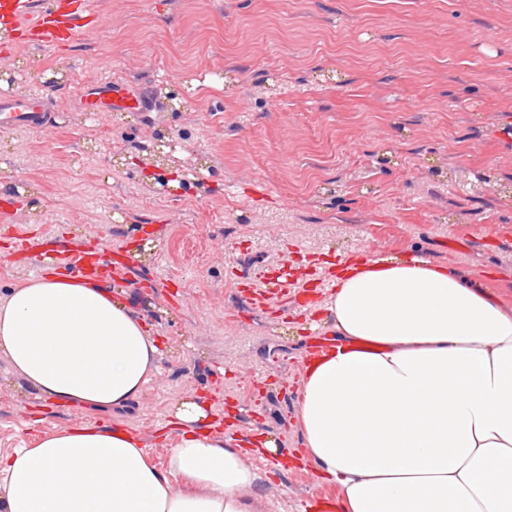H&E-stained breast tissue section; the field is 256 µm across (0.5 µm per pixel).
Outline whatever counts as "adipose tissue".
I'll list each match as a JSON object with an SVG mask.
<instances>
[{"mask_svg": "<svg viewBox=\"0 0 512 512\" xmlns=\"http://www.w3.org/2000/svg\"><path fill=\"white\" fill-rule=\"evenodd\" d=\"M301 362L302 465L335 495L313 512H512V291L419 255L339 262ZM161 343L120 289L50 269L0 297V358L41 400L114 416L0 453V512H268L250 459L271 436L224 435L196 397L154 442L119 422Z\"/></svg>", "mask_w": 512, "mask_h": 512, "instance_id": "obj_1", "label": "adipose tissue"}]
</instances>
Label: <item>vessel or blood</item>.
<instances>
[{"mask_svg":"<svg viewBox=\"0 0 512 512\" xmlns=\"http://www.w3.org/2000/svg\"><path fill=\"white\" fill-rule=\"evenodd\" d=\"M96 11L90 0H0V36L41 48H55L92 31ZM144 110L140 96L127 86L107 79L89 92L83 109ZM48 122L41 95L0 96V126L16 130H40Z\"/></svg>","mask_w":512,"mask_h":512,"instance_id":"vessel-or-blood-1","label":"vessel or blood"}]
</instances>
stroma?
Returning <instances> with one entry per match:
<instances>
[{"mask_svg": "<svg viewBox=\"0 0 512 512\" xmlns=\"http://www.w3.org/2000/svg\"><path fill=\"white\" fill-rule=\"evenodd\" d=\"M98 24L56 49L0 48V94L42 92L54 127L0 129V295L65 241L114 261L161 340L123 420L145 436L188 393L227 435L271 432L272 512L324 488L290 463L299 356L327 328L307 306L331 264L420 254L512 284V0H92ZM110 77L185 106L86 115ZM181 146L155 158V133ZM52 153H44V140ZM171 177L168 188L155 181ZM295 268L276 293L282 266ZM40 408L44 421L32 424ZM97 414L39 404L0 360V453Z\"/></svg>", "mask_w": 512, "mask_h": 512, "instance_id": "1", "label": "stroma"}]
</instances>
